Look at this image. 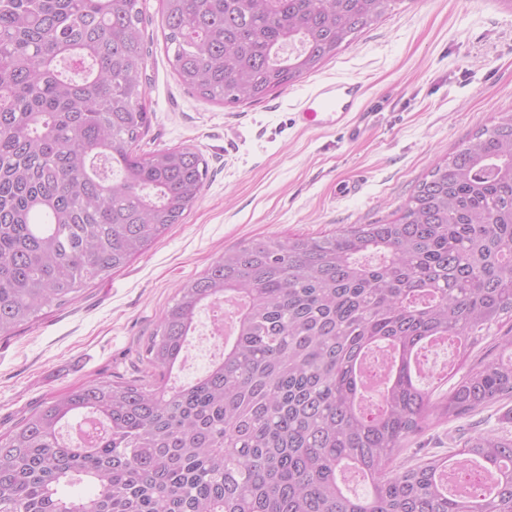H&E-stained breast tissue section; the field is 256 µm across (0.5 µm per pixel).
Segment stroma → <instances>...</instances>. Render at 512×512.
<instances>
[{
  "label": "stroma",
  "instance_id": "stroma-1",
  "mask_svg": "<svg viewBox=\"0 0 512 512\" xmlns=\"http://www.w3.org/2000/svg\"><path fill=\"white\" fill-rule=\"evenodd\" d=\"M148 48L137 150L189 146L208 164L200 199L181 223L102 281L0 338V435L42 403L100 380L131 379L177 290L224 251L267 237H317L392 219L433 166L512 109V0H393L351 44L265 98L224 105L192 95L165 51L160 0H142ZM361 83L360 130L304 126L299 105L320 84ZM363 175L352 198L336 184ZM212 315L190 338L193 381L219 357ZM512 431V401L412 437V453H444L476 429Z\"/></svg>",
  "mask_w": 512,
  "mask_h": 512
}]
</instances>
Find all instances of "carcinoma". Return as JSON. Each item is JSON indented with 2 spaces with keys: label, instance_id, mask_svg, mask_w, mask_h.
<instances>
[{
  "label": "carcinoma",
  "instance_id": "cac0c4a2",
  "mask_svg": "<svg viewBox=\"0 0 512 512\" xmlns=\"http://www.w3.org/2000/svg\"><path fill=\"white\" fill-rule=\"evenodd\" d=\"M170 64L209 101L255 102L315 71L395 0H161ZM142 0H0V335L74 300L199 199L191 147L146 155ZM235 334L169 384L200 309ZM458 346L438 396L417 348ZM391 351L369 409L358 364ZM152 371L84 385L0 437V512H512V435L400 460L409 439L512 399V110L436 164L385 224L269 238L185 282ZM92 417L81 437L63 430ZM460 457L483 474L448 487ZM357 471L363 496L347 492ZM89 480L74 498L64 488Z\"/></svg>",
  "mask_w": 512,
  "mask_h": 512
}]
</instances>
